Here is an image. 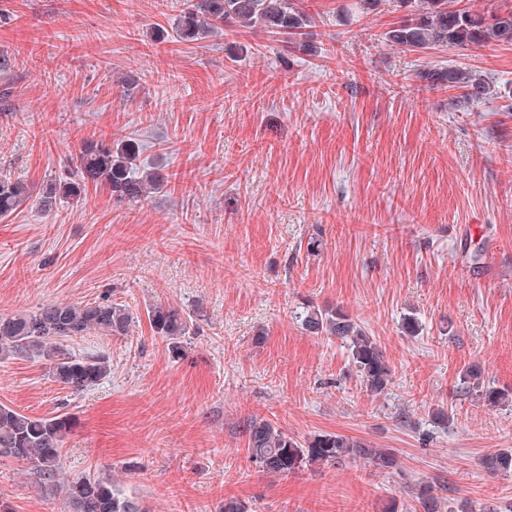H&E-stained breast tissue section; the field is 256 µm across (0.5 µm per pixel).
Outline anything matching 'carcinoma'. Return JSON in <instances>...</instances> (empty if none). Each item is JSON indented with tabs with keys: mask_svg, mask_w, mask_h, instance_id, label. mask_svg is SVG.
Listing matches in <instances>:
<instances>
[{
	"mask_svg": "<svg viewBox=\"0 0 512 512\" xmlns=\"http://www.w3.org/2000/svg\"><path fill=\"white\" fill-rule=\"evenodd\" d=\"M410 15L387 33V40L412 50L440 44L480 45L490 41L512 42V10L487 19L482 14L449 7L448 0H400ZM259 25L272 34L298 36L309 26V17L294 0H185L176 24L184 42L224 30V24ZM427 79L439 85L462 88L465 98L479 101L488 95L487 82L463 70H434ZM139 145L131 140L117 145L91 144L78 156L77 179L51 183L41 195L42 206L57 201L81 200L83 184H103L118 201L137 202L160 189V173L139 174ZM30 198L24 183L0 178V218L17 211ZM157 335L177 340L186 334L183 310L158 305L147 311ZM134 323L133 313L120 305L94 302L47 303L35 311L0 316V359L37 356L49 365L58 384L83 391L97 384L108 372L102 357L78 359L63 342L94 331L106 336H126ZM302 328L320 336H334L349 343L352 363L367 388L379 395L391 381V369L377 342L339 309H308L301 315ZM477 368L461 376V384L479 390L490 405L509 402V394L480 385ZM66 414L34 418L0 405V456L28 464L38 484L47 491L64 493L70 512H140L139 505L123 495L112 482L83 475L63 478L61 448L71 430ZM247 452L259 471L287 476L307 466L341 464L350 460L367 462L380 469L396 466L394 454L373 448L366 442L338 433H322L303 443L264 420H250L244 426ZM491 474L512 471V450L498 451L482 462Z\"/></svg>",
	"mask_w": 512,
	"mask_h": 512,
	"instance_id": "obj_1",
	"label": "carcinoma"
}]
</instances>
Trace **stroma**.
Returning a JSON list of instances; mask_svg holds the SVG:
<instances>
[{
    "mask_svg": "<svg viewBox=\"0 0 512 512\" xmlns=\"http://www.w3.org/2000/svg\"><path fill=\"white\" fill-rule=\"evenodd\" d=\"M184 0H0V176L34 196L0 219V315L50 303L119 304L129 335L66 344L110 370L76 393L44 360L0 359V404L71 415L68 477L112 480L143 512H505L512 405L460 376L512 390V43L391 46L394 0H300L304 38L262 28L183 42ZM481 75L461 102L433 70ZM141 143L166 175L138 202L88 186L43 211L85 145ZM317 238L318 251L307 249ZM183 309L182 357L146 310ZM340 308L392 372L371 393L344 340L305 332L309 307ZM423 325L402 328L405 316ZM444 410L445 420L435 417ZM262 419L306 440L340 433L392 452L366 462L258 471L243 432ZM26 463L0 457V512H66ZM481 371L478 368L467 370L461 376V384L466 385V388L473 389L476 392H482V398L490 405H497L500 403L509 402V394L488 386L482 387L480 385ZM477 389V390H476ZM480 389V390H478Z\"/></svg>",
    "mask_w": 512,
    "mask_h": 512,
    "instance_id": "35a3bbf8",
    "label": "stroma"
}]
</instances>
